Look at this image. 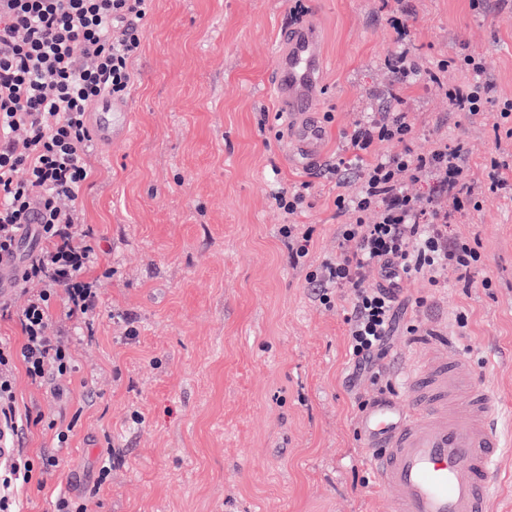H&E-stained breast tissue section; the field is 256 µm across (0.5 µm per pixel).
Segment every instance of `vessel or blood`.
<instances>
[{
  "label": "vessel or blood",
  "mask_w": 512,
  "mask_h": 512,
  "mask_svg": "<svg viewBox=\"0 0 512 512\" xmlns=\"http://www.w3.org/2000/svg\"><path fill=\"white\" fill-rule=\"evenodd\" d=\"M325 66L316 27L284 34L274 56V98L288 127L285 155L300 166L324 152L325 130L312 109ZM129 112L124 102L98 104L95 140L126 139ZM500 413V397L456 347L408 372L399 398L375 402L359 421V435L393 512H492L498 459L512 446L497 429Z\"/></svg>",
  "instance_id": "obj_1"
}]
</instances>
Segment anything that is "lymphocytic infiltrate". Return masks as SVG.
<instances>
[{"mask_svg": "<svg viewBox=\"0 0 512 512\" xmlns=\"http://www.w3.org/2000/svg\"><path fill=\"white\" fill-rule=\"evenodd\" d=\"M148 0H0V253H18L25 238L41 252L22 260L16 284L24 296L18 319L21 345L0 340V423L14 435L32 424L16 408L15 369L24 366L31 383L71 376L77 369L70 329H92L100 303L88 272L100 249L75 206L89 177L92 135L87 116L101 100L125 97L133 84L132 60L140 47L139 24ZM391 82L381 90L383 106L362 113L348 138L347 155L327 167L336 181L356 178L355 196L337 195L334 204L345 224L339 252L307 265L311 231L300 224L308 183L279 189L273 198L286 222L293 264L307 265L305 280L322 305L334 306L339 292L351 297L346 313L352 380L379 381L380 365L399 328L404 304L398 282L427 276L432 285L449 273L469 281L480 255L470 243L448 234L454 215L479 208L482 190L512 197V173L499 161L476 180L463 144L433 140L423 153L404 148L392 155L372 153L374 143H406L413 127L405 110V90L417 82L435 86L451 111L478 115L494 108L495 125L512 137V100L492 95L485 58L464 55L421 69L404 47L385 58ZM462 67L471 78L447 80L448 68ZM423 183L426 193L409 185ZM383 281L365 285L369 269ZM57 455L32 460L23 452L0 465V512H16L15 493L34 471L50 472Z\"/></svg>", "mask_w": 512, "mask_h": 512, "instance_id": "lymphocytic-infiltrate-1", "label": "lymphocytic infiltrate"}]
</instances>
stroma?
Masks as SVG:
<instances>
[{
	"label": "stroma",
	"instance_id": "obj_1",
	"mask_svg": "<svg viewBox=\"0 0 512 512\" xmlns=\"http://www.w3.org/2000/svg\"><path fill=\"white\" fill-rule=\"evenodd\" d=\"M306 5L300 22L316 25L326 56L314 112L328 140L322 164L300 168L283 153L268 84L295 24L289 0H152L126 98L132 130L94 146L76 202L103 250L93 334L64 381L34 385L15 371L19 411L44 418L18 442L26 455L52 450L47 421L73 427L58 467L20 489L22 512H53L62 494L88 512H391L358 435L343 311L322 306L291 263L271 194L309 183V258L336 254L334 199L359 184L325 170L400 45L384 0ZM407 5L425 66L486 57L497 96L512 98V0ZM406 96L415 152L444 137L465 143L475 174L493 156L512 164L492 114L450 111L423 83ZM448 233L480 244L471 284L400 282L403 320L422 336L395 333L384 376L397 383L402 367L465 341L512 433V199L486 194Z\"/></svg>",
	"mask_w": 512,
	"mask_h": 512
}]
</instances>
